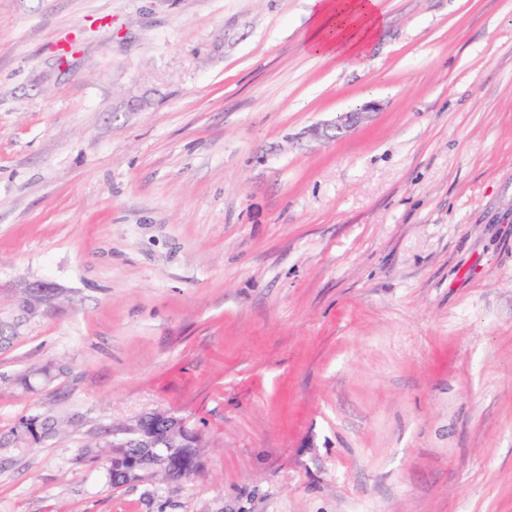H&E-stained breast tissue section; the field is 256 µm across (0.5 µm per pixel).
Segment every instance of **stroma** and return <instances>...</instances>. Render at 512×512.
<instances>
[{
	"label": "stroma",
	"instance_id": "1",
	"mask_svg": "<svg viewBox=\"0 0 512 512\" xmlns=\"http://www.w3.org/2000/svg\"><path fill=\"white\" fill-rule=\"evenodd\" d=\"M383 6L360 70L307 0H0V435L79 420L0 512H512V0ZM151 412L201 469L111 486ZM375 110V104L372 102L366 103L360 108H356L353 111L345 112L336 119L334 122L318 127L314 131V135L325 141L336 139L338 135L350 131L360 123L367 114ZM156 425L162 426L164 430V438L169 436V432H175L177 436H182L186 441L196 442L199 436L193 430H190L182 419L168 416L167 414L160 413L154 418L153 427ZM40 417L42 418L44 427L49 430L53 437L65 434L75 426V421L72 416ZM40 417L31 416L26 418L24 431L27 436L42 443L50 437L43 431Z\"/></svg>",
	"mask_w": 512,
	"mask_h": 512
}]
</instances>
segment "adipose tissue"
Listing matches in <instances>:
<instances>
[{"label": "adipose tissue", "mask_w": 512, "mask_h": 512, "mask_svg": "<svg viewBox=\"0 0 512 512\" xmlns=\"http://www.w3.org/2000/svg\"><path fill=\"white\" fill-rule=\"evenodd\" d=\"M308 49L323 58L365 68L385 17L380 0H309Z\"/></svg>", "instance_id": "obj_1"}]
</instances>
